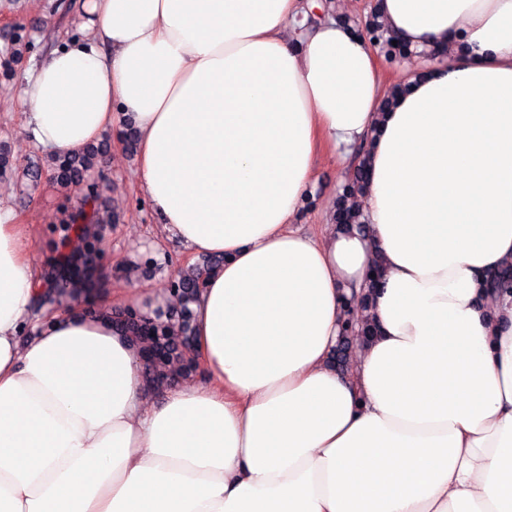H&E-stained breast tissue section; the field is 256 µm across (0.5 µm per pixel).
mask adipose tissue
I'll return each instance as SVG.
<instances>
[{
  "instance_id": "ef3b65f1",
  "label": "adipose tissue",
  "mask_w": 512,
  "mask_h": 512,
  "mask_svg": "<svg viewBox=\"0 0 512 512\" xmlns=\"http://www.w3.org/2000/svg\"><path fill=\"white\" fill-rule=\"evenodd\" d=\"M306 0H88L23 91L57 157L132 121L169 239L219 255L201 379L149 402L111 302L35 315L0 212V512H512V0H379L452 56L381 91ZM369 141L360 223L291 227L315 147ZM378 329L345 371L346 300Z\"/></svg>"
}]
</instances>
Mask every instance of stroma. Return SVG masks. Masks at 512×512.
<instances>
[{"mask_svg":"<svg viewBox=\"0 0 512 512\" xmlns=\"http://www.w3.org/2000/svg\"><path fill=\"white\" fill-rule=\"evenodd\" d=\"M85 0H0V151L13 167L0 176V209L10 210L21 224L32 225L31 258L36 270H44L55 255L56 226L68 209L86 194L85 189L66 190L51 178L48 153L27 130L28 110L22 99L29 75L54 48L82 39ZM21 32L26 46L14 59L11 36ZM383 91H391L405 78L437 64L436 50L388 57L376 52ZM109 150L90 178L101 211L115 216L103 235L101 248L102 292L121 288H149L169 292L184 270L188 256L181 246L164 238L160 215L148 203L136 177L137 153L105 131ZM360 146H352L346 159L327 149L317 153L315 176L305 193L293 227L301 234L320 236L335 222L336 204L346 185L355 183ZM42 173L38 183L24 176L25 169Z\"/></svg>","mask_w":512,"mask_h":512,"instance_id":"stroma-1","label":"stroma"}]
</instances>
